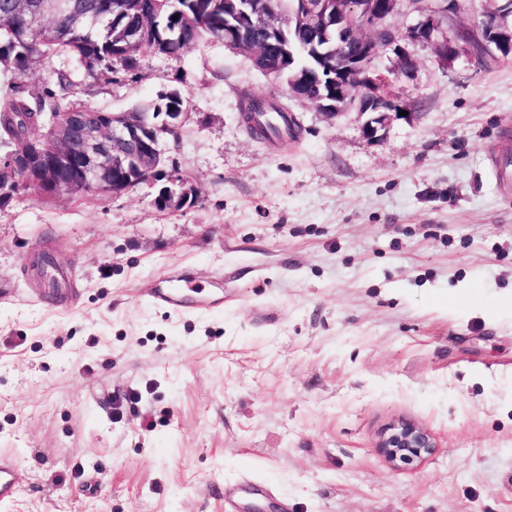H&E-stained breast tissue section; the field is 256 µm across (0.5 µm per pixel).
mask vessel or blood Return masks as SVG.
Returning <instances> with one entry per match:
<instances>
[{
	"label": "vessel or blood",
	"instance_id": "b4317fda",
	"mask_svg": "<svg viewBox=\"0 0 512 512\" xmlns=\"http://www.w3.org/2000/svg\"><path fill=\"white\" fill-rule=\"evenodd\" d=\"M223 278L202 284L184 274L172 273L170 279L162 281L148 293L149 302L171 312H194L220 308L223 297L217 289L223 288ZM18 462L15 457L0 454V503L12 502L19 493Z\"/></svg>",
	"mask_w": 512,
	"mask_h": 512
}]
</instances>
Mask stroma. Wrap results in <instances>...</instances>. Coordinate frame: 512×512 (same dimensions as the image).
<instances>
[{"label":"stroma","mask_w":512,"mask_h":512,"mask_svg":"<svg viewBox=\"0 0 512 512\" xmlns=\"http://www.w3.org/2000/svg\"><path fill=\"white\" fill-rule=\"evenodd\" d=\"M409 50L411 73L390 48L376 65L414 118L375 143L218 42L89 97L181 92L167 167L197 200L162 211L144 184L0 209V452L20 483L0 512H224L245 484L286 512H512V182L491 164L512 151V57ZM245 91L298 138L248 134ZM44 256L76 310L37 303ZM170 272L223 276V309L151 305ZM398 418L432 455L387 462Z\"/></svg>","instance_id":"1"}]
</instances>
